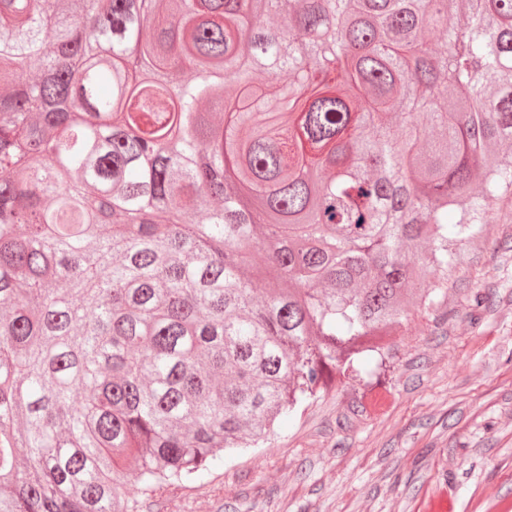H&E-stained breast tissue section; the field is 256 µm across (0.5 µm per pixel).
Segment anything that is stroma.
<instances>
[{
	"mask_svg": "<svg viewBox=\"0 0 512 512\" xmlns=\"http://www.w3.org/2000/svg\"><path fill=\"white\" fill-rule=\"evenodd\" d=\"M458 248L459 281L399 329L380 384H339L136 512H512V203Z\"/></svg>",
	"mask_w": 512,
	"mask_h": 512,
	"instance_id": "stroma-1",
	"label": "stroma"
}]
</instances>
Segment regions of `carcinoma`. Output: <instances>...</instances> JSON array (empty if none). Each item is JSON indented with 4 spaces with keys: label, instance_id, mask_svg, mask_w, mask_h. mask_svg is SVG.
Segmentation results:
<instances>
[{
    "label": "carcinoma",
    "instance_id": "obj_1",
    "mask_svg": "<svg viewBox=\"0 0 512 512\" xmlns=\"http://www.w3.org/2000/svg\"><path fill=\"white\" fill-rule=\"evenodd\" d=\"M504 198L512 0H0V512L379 379Z\"/></svg>",
    "mask_w": 512,
    "mask_h": 512
}]
</instances>
